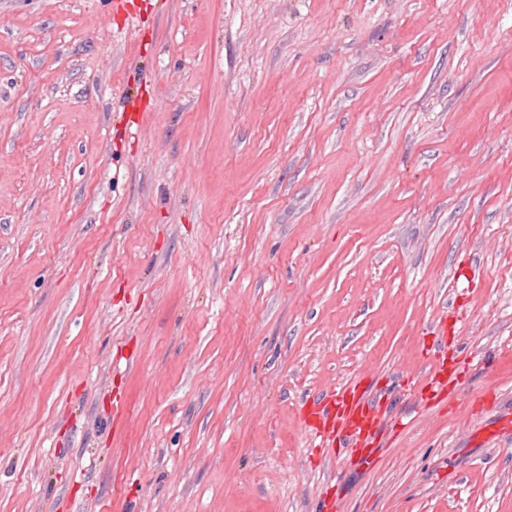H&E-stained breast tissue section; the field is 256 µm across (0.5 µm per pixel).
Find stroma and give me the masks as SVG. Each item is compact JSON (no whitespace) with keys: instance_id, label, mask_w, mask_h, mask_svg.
<instances>
[{"instance_id":"35a3bbf8","label":"stroma","mask_w":512,"mask_h":512,"mask_svg":"<svg viewBox=\"0 0 512 512\" xmlns=\"http://www.w3.org/2000/svg\"><path fill=\"white\" fill-rule=\"evenodd\" d=\"M510 417L512 0H0V512H512ZM333 405L338 431L344 433L352 448H363L378 423V411L373 400L355 397L344 386L333 390ZM313 415H318V417L310 422L309 437L315 448H326L336 432V423L331 428L329 410H323L321 413H314Z\"/></svg>"}]
</instances>
